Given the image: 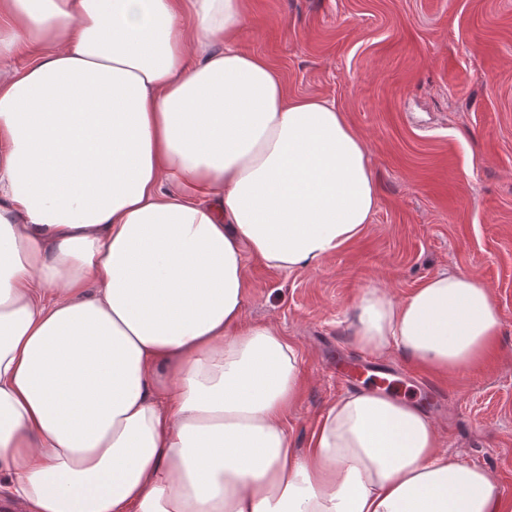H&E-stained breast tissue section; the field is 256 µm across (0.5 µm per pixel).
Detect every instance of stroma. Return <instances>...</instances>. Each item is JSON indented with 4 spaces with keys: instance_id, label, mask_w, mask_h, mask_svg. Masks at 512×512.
<instances>
[{
    "instance_id": "1",
    "label": "stroma",
    "mask_w": 512,
    "mask_h": 512,
    "mask_svg": "<svg viewBox=\"0 0 512 512\" xmlns=\"http://www.w3.org/2000/svg\"><path fill=\"white\" fill-rule=\"evenodd\" d=\"M238 46L291 96L343 112L378 186L364 233L319 267L246 261L248 319L274 321L300 353L293 447L347 393L337 360H365L414 393L449 458L488 469L512 498V0H246ZM445 270L479 278L500 310L484 360L444 376L356 348L363 289L402 298Z\"/></svg>"
}]
</instances>
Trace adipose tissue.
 <instances>
[{
    "label": "adipose tissue",
    "instance_id": "obj_1",
    "mask_svg": "<svg viewBox=\"0 0 512 512\" xmlns=\"http://www.w3.org/2000/svg\"><path fill=\"white\" fill-rule=\"evenodd\" d=\"M244 0H0V483L26 512H512L379 390L285 419L297 347L246 255L317 267L376 207L364 137L237 37ZM180 186L167 193V184ZM502 325L475 276L371 287L360 350L454 374Z\"/></svg>",
    "mask_w": 512,
    "mask_h": 512
}]
</instances>
